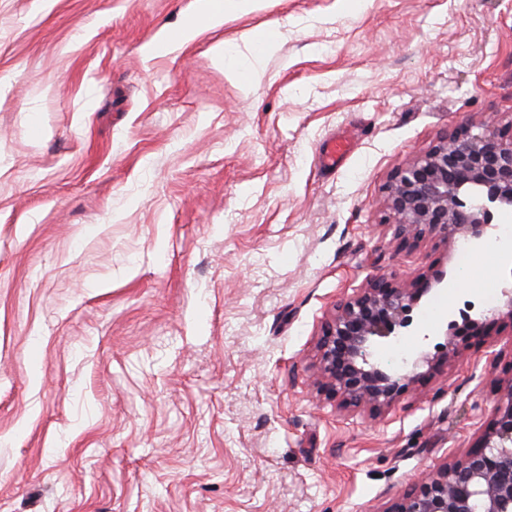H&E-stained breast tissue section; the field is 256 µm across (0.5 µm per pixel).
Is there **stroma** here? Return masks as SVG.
<instances>
[{
    "instance_id": "obj_1",
    "label": "stroma",
    "mask_w": 512,
    "mask_h": 512,
    "mask_svg": "<svg viewBox=\"0 0 512 512\" xmlns=\"http://www.w3.org/2000/svg\"><path fill=\"white\" fill-rule=\"evenodd\" d=\"M198 0H0V512H382L466 451L512 377V318L377 418L318 392L336 301L396 252L391 175L461 125L512 124V0H268L145 58ZM279 35L243 94L214 55ZM346 131L344 167L317 152ZM267 32L246 30L241 33L240 39L244 44L260 47L262 52L258 53L257 57H264L276 52L279 43L276 35L268 37Z\"/></svg>"
}]
</instances>
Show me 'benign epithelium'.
<instances>
[{
	"instance_id": "7a95c632",
	"label": "benign epithelium",
	"mask_w": 512,
	"mask_h": 512,
	"mask_svg": "<svg viewBox=\"0 0 512 512\" xmlns=\"http://www.w3.org/2000/svg\"><path fill=\"white\" fill-rule=\"evenodd\" d=\"M385 209L396 249L412 248L427 235L450 245L483 243L494 213L512 210V137L503 130L474 133L459 127L425 154L397 169L386 186ZM441 271L406 282L376 273L367 286L336 303L317 343L326 390L342 407L376 414L392 406L405 383L458 354L457 337L477 335L486 318L447 319L442 332L412 324L413 306L435 287ZM414 333L426 342L442 334L438 357L426 351L388 369L376 349ZM501 398L492 422L464 453L424 473L383 512H512V377L498 381Z\"/></svg>"
}]
</instances>
